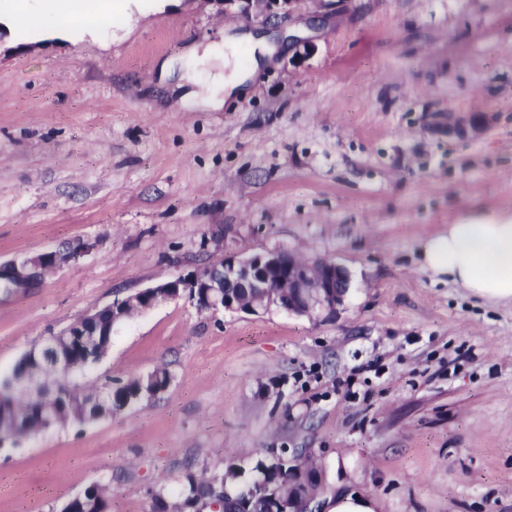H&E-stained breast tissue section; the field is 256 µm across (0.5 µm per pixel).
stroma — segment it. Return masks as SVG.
Returning <instances> with one entry per match:
<instances>
[{
    "label": "stroma",
    "instance_id": "35a3bbf8",
    "mask_svg": "<svg viewBox=\"0 0 512 512\" xmlns=\"http://www.w3.org/2000/svg\"><path fill=\"white\" fill-rule=\"evenodd\" d=\"M0 27V265L79 240L0 290V375L90 310L224 257L289 249L351 277L335 313L158 304L114 325L84 390L163 366L167 389L0 447V512H60L109 489L154 512L185 470L307 453L320 499L381 512H512V302L420 264L460 219L512 214V0H103L98 40ZM271 37L244 85L202 98L207 48ZM379 360L380 372L365 370ZM328 512H380L378 500L369 494L338 493L328 500Z\"/></svg>",
    "mask_w": 512,
    "mask_h": 512
}]
</instances>
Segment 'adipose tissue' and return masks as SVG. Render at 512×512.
<instances>
[{
    "instance_id": "ef3b65f1",
    "label": "adipose tissue",
    "mask_w": 512,
    "mask_h": 512,
    "mask_svg": "<svg viewBox=\"0 0 512 512\" xmlns=\"http://www.w3.org/2000/svg\"><path fill=\"white\" fill-rule=\"evenodd\" d=\"M0 24L22 42L66 38L65 28L47 26L45 14L28 7L25 14L7 10ZM421 265L438 277L450 278L473 296L512 301V217L461 221L425 241Z\"/></svg>"
}]
</instances>
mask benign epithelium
<instances>
[{
  "label": "benign epithelium",
  "instance_id": "7a95c632",
  "mask_svg": "<svg viewBox=\"0 0 512 512\" xmlns=\"http://www.w3.org/2000/svg\"><path fill=\"white\" fill-rule=\"evenodd\" d=\"M60 260L55 252L39 253L1 267L0 281L24 288L26 282L40 278ZM349 284V274L343 267L328 261H307L288 250L240 260L221 258L87 313L47 338L31 356L47 371L65 377L80 371L86 361L99 362L108 350L109 344L101 342L91 328L103 312L117 321L133 312L185 297L204 311L256 312L275 306L287 313L311 316L317 311L336 310L343 303ZM13 383L43 399L56 397V393L44 389L41 371H25L14 377ZM263 493L271 512H296L298 493L285 497L268 488Z\"/></svg>",
  "mask_w": 512,
  "mask_h": 512
}]
</instances>
